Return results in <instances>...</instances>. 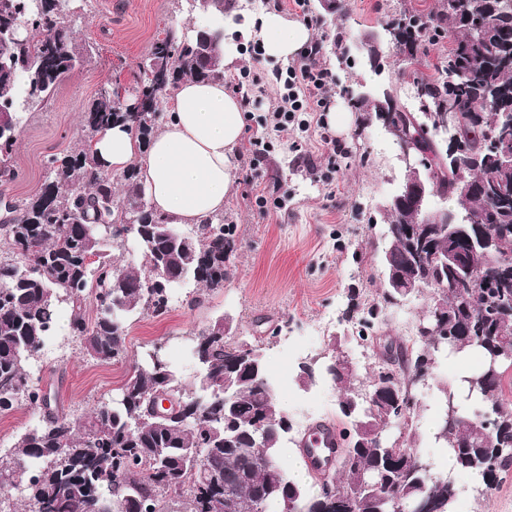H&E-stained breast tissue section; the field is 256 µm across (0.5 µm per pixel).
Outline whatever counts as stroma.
<instances>
[{"instance_id":"35a3bbf8","label":"stroma","mask_w":512,"mask_h":512,"mask_svg":"<svg viewBox=\"0 0 512 512\" xmlns=\"http://www.w3.org/2000/svg\"><path fill=\"white\" fill-rule=\"evenodd\" d=\"M403 2L347 0L345 17L339 20L328 15L319 0H308L310 14L319 20L313 28L314 40L324 41L332 31L343 32L353 59L352 64H342L330 50L320 57L321 65L336 75L325 121L343 153L328 156L318 127L305 134L330 182L312 179L298 166L290 143L265 124V117L279 104L274 85H265L261 106L242 103L243 112L252 116V132L270 140L273 149L254 170L247 165L245 147L237 149L235 185L223 213L236 242L230 279L215 291L193 282L173 289L167 315L145 314L129 322L126 355L118 360L96 361L83 354L69 331V311L61 309L56 332L33 367L41 386L55 395L59 409L85 413L100 398L114 395L131 364L156 342L164 343L167 359L186 381H193L197 368L191 338L223 316L229 319L232 334L260 348L277 404L292 422L293 439H301L318 423L345 426L339 413V388L322 378L301 383L299 365L318 366L343 355L355 365L357 376H366L382 345L413 335L431 303L425 294L384 306L377 330L381 342L367 349L358 343L354 322L345 315L350 301L367 303L384 291L385 205L402 174L398 147L380 123L361 127V115L351 99L379 97L393 88L403 102L412 103L410 72L434 75L448 56V45L442 42L410 63L393 44L383 41L384 26L397 18ZM276 4L285 17L296 18L292 0H234L232 12L224 16V33L237 42L240 57L225 67V77L277 68L275 60H254V40L246 33L250 17ZM205 23L193 0H84L79 18L73 21L83 63L46 103L22 110L12 153L17 177L0 183V193L21 201L34 197L46 180L45 157L75 147L82 134V114L98 90L107 84L131 95L157 39L177 27L189 33ZM369 39L379 42V62H372L359 47ZM274 177L282 180L288 201L281 209L260 210L254 196ZM458 376L454 360L443 355L429 379L413 389L415 446L427 459H434L437 452L432 433L441 391L455 386ZM456 512H512V472L484 495L478 494L475 483L461 486Z\"/></svg>"}]
</instances>
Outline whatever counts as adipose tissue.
I'll return each mask as SVG.
<instances>
[{
  "mask_svg": "<svg viewBox=\"0 0 512 512\" xmlns=\"http://www.w3.org/2000/svg\"><path fill=\"white\" fill-rule=\"evenodd\" d=\"M267 57L288 61L311 41L307 22L276 12L257 18ZM167 109L168 120L149 144L123 126L100 132L93 151L105 168L137 166L157 213L172 224H202L223 211L237 168L244 122L239 100L223 80L184 79Z\"/></svg>",
  "mask_w": 512,
  "mask_h": 512,
  "instance_id": "ef3b65f1",
  "label": "adipose tissue"
}]
</instances>
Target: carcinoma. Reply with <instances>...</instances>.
<instances>
[{"instance_id":"1","label":"carcinoma","mask_w":512,"mask_h":512,"mask_svg":"<svg viewBox=\"0 0 512 512\" xmlns=\"http://www.w3.org/2000/svg\"><path fill=\"white\" fill-rule=\"evenodd\" d=\"M69 0H0V23L8 25L21 15L32 31L23 43L0 41V177H15L12 152L20 133L19 108L47 101L55 86L75 67V31L66 21ZM233 0H207L201 11L219 18L233 10ZM389 27L398 31L394 46L409 57L426 42L446 36L451 41L448 60L433 79L413 80V89L429 101L430 110L416 114L428 128L457 114L455 133L459 168L471 180L473 191L461 197L452 192L448 168L437 159V143L422 138L418 154L432 173L435 197L454 203L453 210L469 213L512 254V173L496 164L495 141L505 140L498 125L502 112L512 111V0H436L424 12L413 7L401 11ZM224 43L208 49L198 31L181 39L172 34L156 40L150 63L135 92L149 99L148 112H129L119 93L103 87L82 116L84 138L63 154H52L45 167L53 180L31 199L18 203L0 197V243L16 255L0 261V414L19 405L43 412L42 420L16 436L13 446L0 452V489L21 495L24 512H122L133 495L143 512H168L167 498L176 496L185 512H383V494H393L405 509L422 499L434 512H454L459 495L456 475L476 474L498 483V471L512 466V401L503 396V379L512 361L486 385L478 382L484 368L468 370L453 389H444L440 422L433 439L448 450L454 471L443 475L434 465L419 466L423 457L414 448L410 415L396 416V396L423 361H435L438 350L424 339L410 351L404 344L381 355L368 382L336 359L319 368L299 366V381L311 382L316 374L331 377L343 389L340 413L350 430L369 434L386 419L399 429L400 444L389 448L359 447L349 442L343 450L347 475L344 492L328 495L333 486L323 480L322 490L310 495L289 477L281 461V448L290 428L280 426L282 415L258 349L248 342L216 335L224 319L194 333L193 354L199 372L187 384L165 357L151 355L134 363L120 387L118 398L99 402L91 411L68 417L45 402L32 368L54 336L60 306L68 307L70 335L93 359L109 361L125 353L126 322L135 315H166L171 309L172 286L156 283L157 270L182 274L210 290L224 287L230 276L235 242L224 220L199 224L184 231L190 243L168 235L166 218L148 202L136 166L122 172L127 186L124 198L114 195L112 175L93 156L92 141L103 128L122 123L143 143L156 133L159 105L178 84L190 76L202 81L224 77ZM390 94L376 100L359 97L358 112L392 113L393 125L406 131L407 110L389 105ZM138 210L135 225L138 252L149 276L135 277L115 264L106 247L122 246V226ZM386 230L393 245L394 264L405 285L434 290L444 296L445 312L438 322L450 336L448 353L465 358L481 354L482 362L501 342L512 344V311L501 309L512 295V277L502 278L484 265L483 249L470 236L448 238V229L417 223L411 207L399 206L389 214ZM427 238L426 247L441 254L452 249L483 278L465 303L458 300L455 277L446 267L416 259L408 244L411 234ZM98 260L86 266L81 255ZM97 313L86 318L88 300ZM387 295L367 303L357 317L359 339L374 342L381 306ZM231 377L233 398L224 400L225 377ZM211 399L208 411L195 410L197 392ZM182 395L191 414H198L191 430L180 419L158 420L146 415L152 396ZM477 400L500 419L494 434L498 448L481 446L484 427L478 417L464 412L463 403ZM456 408L448 421V407ZM217 478L212 482L204 474Z\"/></svg>"}]
</instances>
